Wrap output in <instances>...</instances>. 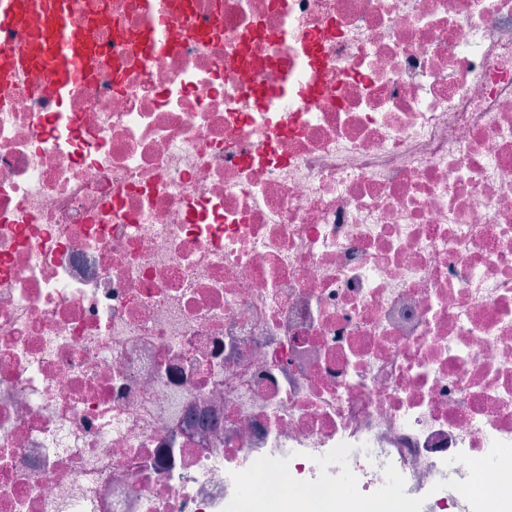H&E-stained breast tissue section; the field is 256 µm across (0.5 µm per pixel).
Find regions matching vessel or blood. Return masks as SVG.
<instances>
[{
    "mask_svg": "<svg viewBox=\"0 0 512 512\" xmlns=\"http://www.w3.org/2000/svg\"><path fill=\"white\" fill-rule=\"evenodd\" d=\"M48 31L44 39L31 51H19L13 43L0 41V57L12 65L42 64L50 86L62 96L76 92L92 72V46L76 44L65 14L60 10L47 13ZM182 37L181 31L157 28L143 34L135 48L136 53H155L170 48Z\"/></svg>",
    "mask_w": 512,
    "mask_h": 512,
    "instance_id": "vessel-or-blood-1",
    "label": "vessel or blood"
}]
</instances>
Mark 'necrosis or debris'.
Segmentation results:
<instances>
[{"mask_svg":"<svg viewBox=\"0 0 512 512\" xmlns=\"http://www.w3.org/2000/svg\"><path fill=\"white\" fill-rule=\"evenodd\" d=\"M0 77V512H223L352 445L422 512L512 443V0H64ZM155 25L190 29L142 58ZM48 31L44 39L29 53L19 52L11 42L0 41V57L13 66L42 64L47 71L50 86L60 95L76 92L92 73L94 49L76 44L61 10L47 12Z\"/></svg>","mask_w":512,"mask_h":512,"instance_id":"obj_1","label":"necrosis or debris"}]
</instances>
